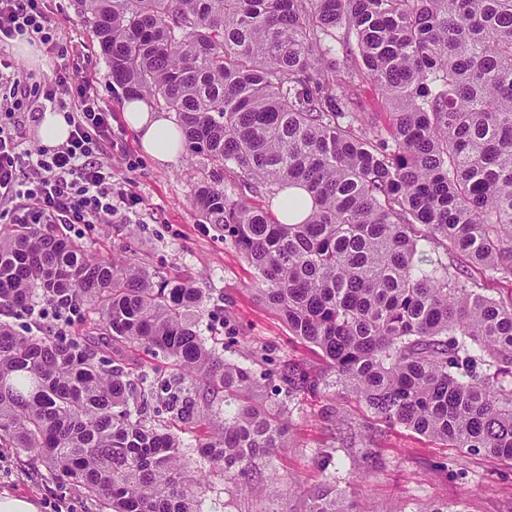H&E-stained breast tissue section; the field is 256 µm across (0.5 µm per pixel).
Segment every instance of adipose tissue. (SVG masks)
Masks as SVG:
<instances>
[{
	"mask_svg": "<svg viewBox=\"0 0 512 512\" xmlns=\"http://www.w3.org/2000/svg\"><path fill=\"white\" fill-rule=\"evenodd\" d=\"M122 109L124 121L138 134L144 153L159 163L170 162L180 154L184 144L182 130L156 112L149 98L124 100Z\"/></svg>",
	"mask_w": 512,
	"mask_h": 512,
	"instance_id": "1",
	"label": "adipose tissue"
}]
</instances>
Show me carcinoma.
Segmentation results:
<instances>
[{"mask_svg": "<svg viewBox=\"0 0 512 512\" xmlns=\"http://www.w3.org/2000/svg\"><path fill=\"white\" fill-rule=\"evenodd\" d=\"M76 3L122 89L175 114L211 168L200 216L333 384L390 426L512 460V300L464 270L512 280V0ZM360 77L389 100L388 126L356 112ZM226 169L267 208L223 187ZM290 188L314 208L282 224L274 200L305 204ZM51 296L94 303L97 340L0 322V448L34 454L97 512H204L208 471L240 486L289 446L287 404L197 333L191 282L93 256L47 224L1 227L0 309ZM132 342L179 373L150 377ZM283 380L289 398L321 385L298 366ZM160 390L170 418L211 422L195 445L209 470L187 473L180 437L149 420ZM306 512L356 509L329 484Z\"/></svg>", "mask_w": 512, "mask_h": 512, "instance_id": "cac0c4a2", "label": "carcinoma"}]
</instances>
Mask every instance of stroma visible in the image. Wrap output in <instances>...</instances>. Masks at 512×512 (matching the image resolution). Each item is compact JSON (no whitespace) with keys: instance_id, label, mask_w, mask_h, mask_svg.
<instances>
[{"instance_id":"obj_1","label":"stroma","mask_w":512,"mask_h":512,"mask_svg":"<svg viewBox=\"0 0 512 512\" xmlns=\"http://www.w3.org/2000/svg\"><path fill=\"white\" fill-rule=\"evenodd\" d=\"M61 36L78 46L66 59L34 46L33 57L19 51V39L0 41V85L47 83L64 66L88 78L96 97L112 109L107 153L112 159V187L133 206L108 224L83 226L79 236L88 252L125 261L136 259L156 278L188 279L203 293L198 333L224 359L248 364L251 351L270 361L257 365L264 394L280 383L281 370L299 364L322 370L318 348L293 336L280 315L258 297L254 269L224 235L199 215L192 203L195 185L208 170L199 159L181 153L161 165L142 152L123 119L124 91L112 73L90 26L74 0H46ZM339 409L356 433L343 447L328 409ZM291 447L281 449L270 470L288 480L293 492L274 496L266 480L235 492L223 476L212 475L205 492V512H300L318 488L333 484L346 490L360 512H512V461L443 446L400 426L377 420L364 404L320 387L289 405ZM376 449L373 470L362 466L361 451ZM36 502L39 512H94V504L74 485L54 479L29 453L0 448V493Z\"/></svg>"}]
</instances>
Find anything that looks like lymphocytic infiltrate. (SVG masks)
Here are the masks:
<instances>
[{"mask_svg": "<svg viewBox=\"0 0 512 512\" xmlns=\"http://www.w3.org/2000/svg\"><path fill=\"white\" fill-rule=\"evenodd\" d=\"M29 36L57 57L70 45L57 33L55 20L42 0H0V36ZM67 95L65 118L71 127L65 144L19 152L10 132L0 128V204L10 206L19 224H55L75 232L81 224L111 222L132 202L112 189V169L103 157L110 132L111 108L91 92L88 78L59 70L52 83L29 90L10 89L0 97L8 112L44 110Z\"/></svg>", "mask_w": 512, "mask_h": 512, "instance_id": "lymphocytic-infiltrate-1", "label": "lymphocytic infiltrate"}]
</instances>
